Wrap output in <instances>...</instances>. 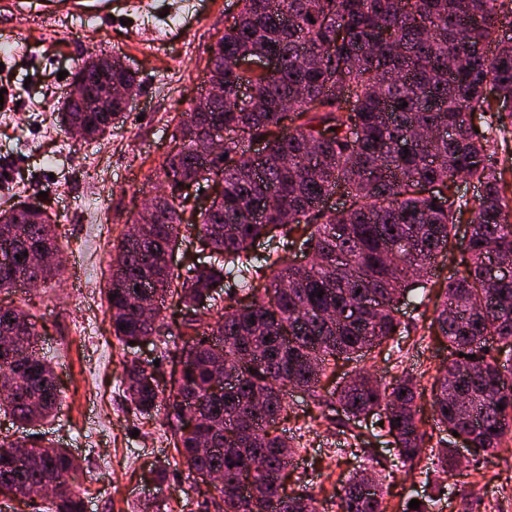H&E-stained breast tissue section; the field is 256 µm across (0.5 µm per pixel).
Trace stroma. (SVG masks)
I'll return each instance as SVG.
<instances>
[{
  "label": "stroma",
  "instance_id": "obj_1",
  "mask_svg": "<svg viewBox=\"0 0 512 512\" xmlns=\"http://www.w3.org/2000/svg\"><path fill=\"white\" fill-rule=\"evenodd\" d=\"M236 0H98L39 11L40 0H0V210L36 203L56 222L64 286L0 291V304L34 314L40 352L55 367L62 409L54 421L20 428L0 413V441L41 437L79 460L73 486L86 512H201L207 494L196 487L173 448L163 411L140 416L127 402V360L154 367L167 382L177 365L155 341L124 347L112 334L105 290L109 252L158 188L156 175L174 145L184 112L204 91L210 49L235 13ZM121 56L141 87L111 135L76 138L57 120L70 71L95 54ZM437 266L432 285L402 300L403 330L392 344L337 372L367 369L384 383L403 376L418 384V418L425 432L419 460L404 464L391 437L374 436V421L317 407L303 391H288V413L277 423L295 447L288 490L316 498L321 512H338L334 485L359 469L382 482L387 512L407 502H438L439 512H502L512 500V444L467 458L453 473L437 463L448 433L434 416L431 383L448 356L432 334Z\"/></svg>",
  "mask_w": 512,
  "mask_h": 512
}]
</instances>
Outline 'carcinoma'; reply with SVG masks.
Here are the masks:
<instances>
[{"label": "carcinoma", "mask_w": 512, "mask_h": 512, "mask_svg": "<svg viewBox=\"0 0 512 512\" xmlns=\"http://www.w3.org/2000/svg\"><path fill=\"white\" fill-rule=\"evenodd\" d=\"M239 10L211 52L208 67L223 86L207 112L191 111L178 126L182 149L161 166L164 183L223 181L200 216L187 202L165 200L138 213L137 236L123 235L110 251L106 295L112 331L125 345L156 339L183 363L160 387L153 372L127 363L124 384L144 416L165 404L173 448L188 472H224L210 497L215 512H317L311 495L287 492L293 445L276 433L292 385L322 404V378L393 339L399 305L456 236L457 184L471 180L480 195L473 208L466 256L446 279L430 324L448 343V362L432 384L433 415L448 433L473 444L478 456L497 451L512 434V275H489L495 263L512 266V199L501 192L487 126L512 121V109L492 107L489 90L512 101V37L499 34L512 0H238ZM274 55L268 75L238 73L239 57ZM456 60L453 70L448 61ZM73 76L94 91L105 79L85 60ZM112 84L131 96L136 74L113 59ZM248 85V94L240 95ZM112 112L73 102L62 119L93 140L112 130ZM224 129V147L209 160L193 150L209 130ZM420 130H442L420 137ZM263 144L256 158L245 144ZM352 199L324 209L337 192ZM194 231L214 261L173 270L181 228ZM281 230L283 250L306 259L297 267L254 245ZM0 291L20 274L48 283L60 253L47 211L0 212ZM143 284L147 294L135 287ZM177 300L208 321L162 315ZM125 328H120V325ZM33 316L0 305V338H15L24 356L0 355V411L21 424L55 416L61 405L54 370L36 352ZM500 344L489 354L487 337ZM237 372L233 394L211 392L225 364ZM416 382L388 387L362 370L336 388L347 417L374 416L393 438L397 456L415 462L425 445L417 418ZM503 408H497V405ZM197 408L193 426L182 420ZM24 449L19 462L0 453V496L27 504L49 485V512H84L71 479L79 464L65 448L0 444ZM456 442H442L438 463L457 469ZM338 512H387L379 481L364 472L336 488Z\"/></svg>", "instance_id": "carcinoma-1"}]
</instances>
